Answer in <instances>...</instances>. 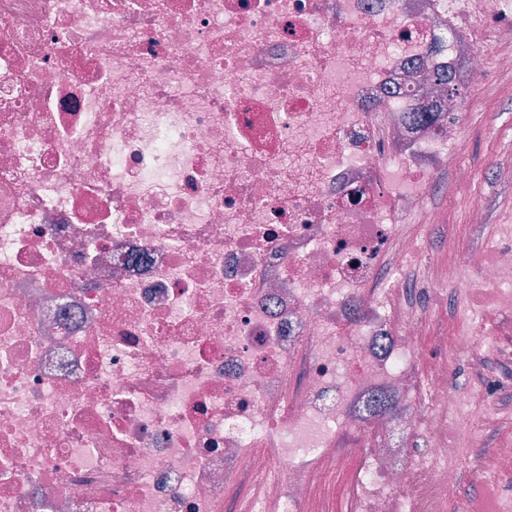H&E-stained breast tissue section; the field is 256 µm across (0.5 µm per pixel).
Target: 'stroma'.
Listing matches in <instances>:
<instances>
[{"mask_svg":"<svg viewBox=\"0 0 512 512\" xmlns=\"http://www.w3.org/2000/svg\"><path fill=\"white\" fill-rule=\"evenodd\" d=\"M460 123L462 139L456 160L471 171L473 188L486 206L488 221L467 223L464 200L454 193L450 174H441L432 192V205L443 219L429 228L425 248L435 266L468 279L472 276L468 255L485 249L504 216L512 215V169L496 164L499 155L512 152V74L502 75L491 86L472 84ZM481 298L478 291L469 299L457 298L444 281L430 288L414 287L413 300L425 319L421 345L451 344L458 324L471 315ZM506 362V370L494 367L487 373L489 380L501 382L502 387L495 398V416L486 427L484 447H469L462 428L453 425L448 429L449 439L462 450L461 481L448 493V512H466L482 490L481 462L499 442L512 441V359Z\"/></svg>","mask_w":512,"mask_h":512,"instance_id":"stroma-1","label":"stroma"}]
</instances>
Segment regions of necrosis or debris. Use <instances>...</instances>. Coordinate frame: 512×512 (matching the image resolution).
<instances>
[{
    "label": "necrosis or debris",
    "mask_w": 512,
    "mask_h": 512,
    "mask_svg": "<svg viewBox=\"0 0 512 512\" xmlns=\"http://www.w3.org/2000/svg\"><path fill=\"white\" fill-rule=\"evenodd\" d=\"M511 37L512 0H0V512H321L346 448L347 512H447L512 225L511 319L451 350L406 266ZM448 382L457 389H466L479 383L473 378V355L455 357L449 367Z\"/></svg>",
    "instance_id": "4bbe7bcc"
}]
</instances>
